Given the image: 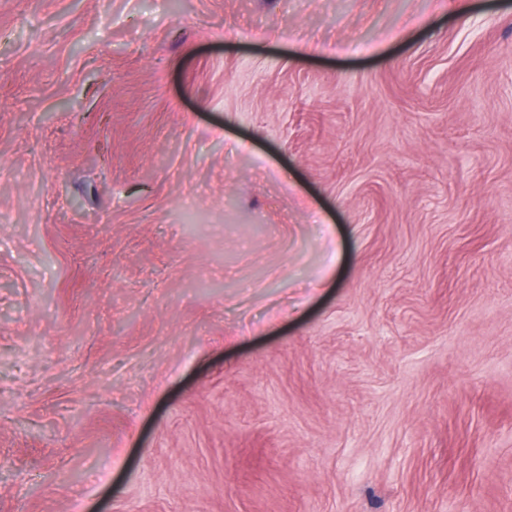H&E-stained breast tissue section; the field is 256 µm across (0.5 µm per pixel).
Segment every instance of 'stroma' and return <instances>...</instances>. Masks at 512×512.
<instances>
[{
	"mask_svg": "<svg viewBox=\"0 0 512 512\" xmlns=\"http://www.w3.org/2000/svg\"><path fill=\"white\" fill-rule=\"evenodd\" d=\"M0 512H512V0H0Z\"/></svg>",
	"mask_w": 512,
	"mask_h": 512,
	"instance_id": "35a3bbf8",
	"label": "stroma"
}]
</instances>
